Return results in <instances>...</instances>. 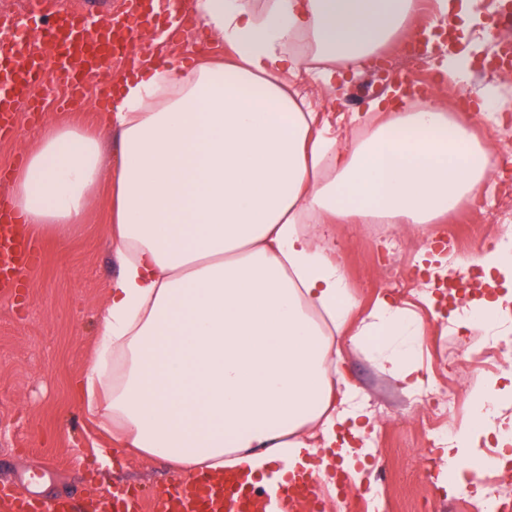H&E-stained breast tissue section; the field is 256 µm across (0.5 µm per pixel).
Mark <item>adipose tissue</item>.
<instances>
[{
    "mask_svg": "<svg viewBox=\"0 0 512 512\" xmlns=\"http://www.w3.org/2000/svg\"><path fill=\"white\" fill-rule=\"evenodd\" d=\"M221 56L146 61L117 75L105 124L119 138L112 255L120 273L98 321L87 398L123 445L180 473L262 476L316 457L337 430L364 437V412L337 409L346 380L336 339L371 342L384 369L416 389L420 324L395 300L357 313L344 271L318 242L322 224H414L424 236L476 198L495 151L439 98L379 99L363 138L338 143L295 90L325 87L408 34L419 0H193ZM102 142L48 121L10 184L28 232L77 233L102 179ZM503 299L486 291L470 327L512 340ZM490 381L447 455L478 465L485 429L512 419Z\"/></svg>",
    "mask_w": 512,
    "mask_h": 512,
    "instance_id": "ef3b65f1",
    "label": "adipose tissue"
}]
</instances>
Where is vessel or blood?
Returning <instances> with one entry per match:
<instances>
[{"instance_id": "vessel-or-blood-1", "label": "vessel or blood", "mask_w": 512, "mask_h": 512, "mask_svg": "<svg viewBox=\"0 0 512 512\" xmlns=\"http://www.w3.org/2000/svg\"><path fill=\"white\" fill-rule=\"evenodd\" d=\"M128 11L109 19L106 25L89 27L84 9L69 7L62 0H37L47 19L39 41H29L11 16H0V140L11 139L19 112L40 117L41 108L30 88L41 83L47 58L56 62L55 78L67 91L68 103L84 98L87 78L110 71L112 56H92L95 42L126 49L143 16V0H130ZM37 252L16 225H0V297L18 292L16 276L35 264ZM21 475H0V512H143L138 496L129 492L103 494L101 488L86 489L83 502L74 498H46L40 492L22 489ZM322 491L313 470L301 468L288 477L268 475L255 492L233 474L221 478L195 477L177 480L153 500V512H292L301 499Z\"/></svg>"}]
</instances>
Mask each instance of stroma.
Wrapping results in <instances>:
<instances>
[{
  "label": "stroma",
  "mask_w": 512,
  "mask_h": 512,
  "mask_svg": "<svg viewBox=\"0 0 512 512\" xmlns=\"http://www.w3.org/2000/svg\"><path fill=\"white\" fill-rule=\"evenodd\" d=\"M477 44L484 59L474 65L465 83L438 80L436 66L442 57L438 51L409 70L408 77L437 94L480 140L495 144L497 128L477 113L476 93L484 85L498 84L503 101L512 104V78L496 76L488 60L495 46L481 24L462 32L459 48L465 51ZM153 51L164 58L176 55L192 62L218 53L219 48L206 34L193 30L166 39ZM376 77V70L368 64L349 83L337 84L335 89L325 88L308 73L297 78L296 88L328 118L339 141L349 142L359 132L351 121L349 101L360 85ZM107 90L106 83L90 81L85 101L69 111L58 106L55 92L46 87L35 86L33 93L42 98L44 115L100 130L103 160L108 163L116 158L118 141L105 129L104 113L95 105ZM38 129L27 114H20L16 136L0 142L1 177L11 176L20 165ZM109 213V190L103 184L90 199L81 234L66 242L42 237L39 260L27 270L22 284V298H0V469L26 473L49 497L80 495L90 483L108 489L139 486L149 492L178 477L165 459L139 456L114 445L111 422L87 412L85 395L78 388L94 357L96 324L109 302V285L119 274L108 246ZM321 242L335 248L360 312L368 313L377 298L388 292L378 273L387 244L368 242L359 224L323 225ZM396 299L421 324V368L437 366V341L456 343L459 350L471 353L490 343L479 331L438 326L436 306L415 295L400 293ZM336 345L341 350V370L377 426L373 450L380 458L360 466V496L380 487L384 512H471L465 501L450 499L446 492L417 479V460L409 451L421 447L427 416L422 409L411 408V395L385 372L369 346L346 336L337 338ZM102 448L110 451L109 463L99 457Z\"/></svg>",
  "instance_id": "35a3bbf8"
}]
</instances>
